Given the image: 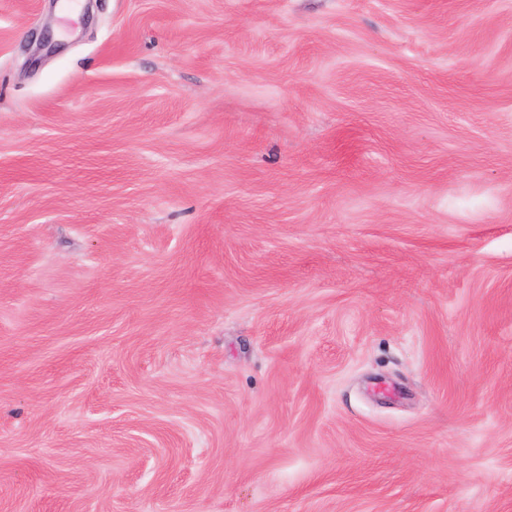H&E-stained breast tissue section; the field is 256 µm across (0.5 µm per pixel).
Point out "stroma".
I'll return each instance as SVG.
<instances>
[{"mask_svg": "<svg viewBox=\"0 0 512 512\" xmlns=\"http://www.w3.org/2000/svg\"><path fill=\"white\" fill-rule=\"evenodd\" d=\"M0 0V512H512V0Z\"/></svg>", "mask_w": 512, "mask_h": 512, "instance_id": "obj_1", "label": "stroma"}]
</instances>
